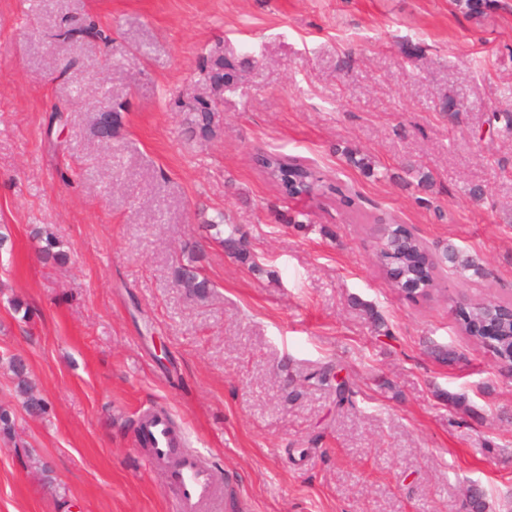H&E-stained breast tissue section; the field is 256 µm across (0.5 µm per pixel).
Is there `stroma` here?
<instances>
[{"label":"stroma","mask_w":512,"mask_h":512,"mask_svg":"<svg viewBox=\"0 0 512 512\" xmlns=\"http://www.w3.org/2000/svg\"><path fill=\"white\" fill-rule=\"evenodd\" d=\"M212 99L204 136L186 116ZM496 112L512 113V0H0V512H168L136 438L160 405L223 471L224 512H460L472 485L512 512V378L454 315L512 300ZM268 151L356 209L285 197ZM220 212L250 261L215 240ZM379 218L475 254L487 278L398 293ZM49 236L62 260H43ZM194 245L204 299L172 275ZM14 355L46 414L26 413ZM326 366L351 404L310 380Z\"/></svg>","instance_id":"35a3bbf8"}]
</instances>
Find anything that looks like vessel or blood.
<instances>
[{
	"instance_id": "1",
	"label": "vessel or blood",
	"mask_w": 512,
	"mask_h": 512,
	"mask_svg": "<svg viewBox=\"0 0 512 512\" xmlns=\"http://www.w3.org/2000/svg\"><path fill=\"white\" fill-rule=\"evenodd\" d=\"M141 435L148 444V469H161L173 492L169 512H222V474L208 458L191 448L185 433L175 430L169 411L155 407L143 413Z\"/></svg>"
}]
</instances>
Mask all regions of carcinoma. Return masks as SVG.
<instances>
[{
  "label": "carcinoma",
  "mask_w": 512,
  "mask_h": 512,
  "mask_svg": "<svg viewBox=\"0 0 512 512\" xmlns=\"http://www.w3.org/2000/svg\"><path fill=\"white\" fill-rule=\"evenodd\" d=\"M230 65L224 63V58L217 56L211 65V83L218 89L231 82L226 69ZM216 112V103L202 102L190 113L189 123L193 127L212 131L213 116ZM263 172L274 181L288 195H295L304 190L315 189L324 193L339 194L341 190L332 183H322L315 172L298 159L287 158L279 154L265 153L259 159ZM224 215L218 214L216 219L209 222V227L215 230V236L224 245L225 251L241 259L250 258L244 239L238 236L234 227L229 230L222 229ZM425 252L429 258V266L424 279L416 283L420 288L419 295L431 296L440 291L438 276L450 266L459 277L467 280L471 277L485 278L487 272L475 257L458 248L452 243L445 245L439 253L429 251L427 246L406 227L401 224H388L386 234L378 251V259L382 267L390 266L403 274L401 281L387 277L392 288L402 290L406 282L415 279L412 273V259ZM175 277L189 294L199 298H206L212 288L210 280L202 276L194 266L180 265L174 270ZM512 301L487 295L473 300L466 309L457 312L455 319L460 329L474 340L483 338L482 329L485 323L495 320L498 323V332L488 337L487 347L501 360L512 361ZM14 374L17 380V390L24 397L26 409L32 413H43L46 405L34 392L32 382L27 373L24 362L18 358L11 359Z\"/></svg>",
  "instance_id": "1"
}]
</instances>
